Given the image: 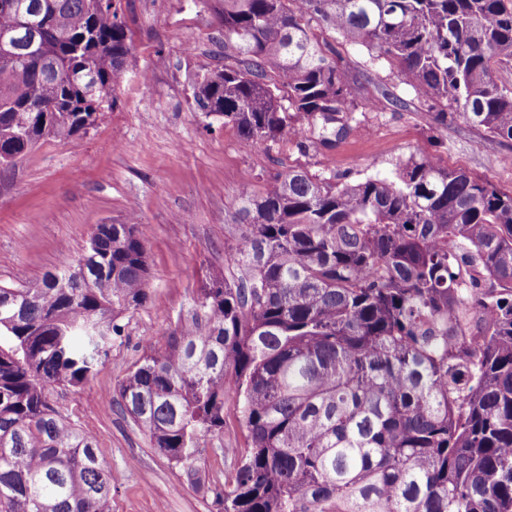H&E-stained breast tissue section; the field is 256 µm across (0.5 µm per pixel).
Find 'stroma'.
<instances>
[{"mask_svg": "<svg viewBox=\"0 0 512 512\" xmlns=\"http://www.w3.org/2000/svg\"><path fill=\"white\" fill-rule=\"evenodd\" d=\"M116 6L133 43L112 109L87 133L44 140L0 167V284L40 278L76 259L96 225L137 217L147 244L149 300L125 314L124 332L96 376L81 390L55 392L53 400L96 438L111 471L112 512H224L213 488L237 465L242 428L234 423L223 438L206 439L190 481L152 448L115 390L150 345L189 319L202 280L223 274L243 180L260 186L291 166L351 181L387 178L392 158L425 152L510 192L512 143L491 140L461 119L437 126L432 102L417 97L394 66L328 32L337 66L360 84L359 104L390 91L401 107L365 110L361 127L330 149L245 146L232 127L192 107V76L224 61V0H117ZM190 39L192 53L184 50ZM218 446L224 459L212 454Z\"/></svg>", "mask_w": 512, "mask_h": 512, "instance_id": "obj_1", "label": "stroma"}]
</instances>
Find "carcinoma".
<instances>
[{"label": "carcinoma", "mask_w": 512, "mask_h": 512, "mask_svg": "<svg viewBox=\"0 0 512 512\" xmlns=\"http://www.w3.org/2000/svg\"><path fill=\"white\" fill-rule=\"evenodd\" d=\"M20 2L52 58L0 62V165L87 132L131 50L114 0ZM325 29L437 101L439 124L512 142V0H224L235 54L195 74L194 110L250 147H332L361 120ZM234 222L228 275L118 385L152 447L192 475L234 417L224 512H512V191L427 155L390 179L290 167L245 182ZM148 277L136 224H98L76 261L0 285V512H111L95 440L49 395L94 377Z\"/></svg>", "instance_id": "cac0c4a2"}]
</instances>
